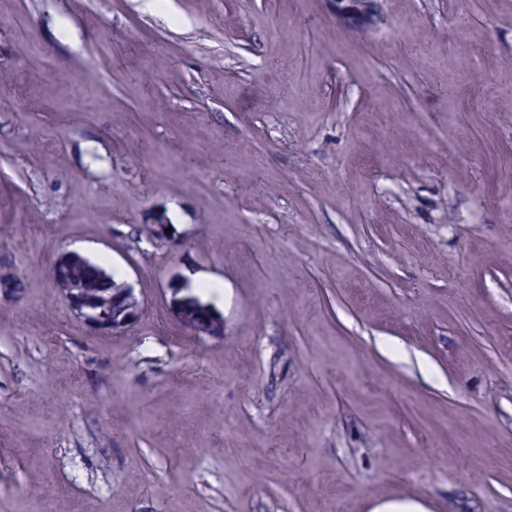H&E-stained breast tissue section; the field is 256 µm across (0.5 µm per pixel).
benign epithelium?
I'll return each instance as SVG.
<instances>
[{
	"mask_svg": "<svg viewBox=\"0 0 512 512\" xmlns=\"http://www.w3.org/2000/svg\"><path fill=\"white\" fill-rule=\"evenodd\" d=\"M341 21L359 29H370L380 21L377 0H327ZM143 227L151 240L170 244L181 238V234L167 231L170 224L160 211L147 214ZM82 259V255L63 251L57 256L52 281L58 293L67 301L71 310L90 328L107 333H118L133 327L142 315V304L135 288L127 282L112 287V294L104 299H93L86 289L73 278L71 268ZM178 317L199 336L218 337L224 335V318L211 306L196 298L179 302Z\"/></svg>",
	"mask_w": 512,
	"mask_h": 512,
	"instance_id": "1",
	"label": "benign epithelium"
}]
</instances>
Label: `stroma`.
<instances>
[{
	"label": "stroma",
	"instance_id": "35a3bbf8",
	"mask_svg": "<svg viewBox=\"0 0 512 512\" xmlns=\"http://www.w3.org/2000/svg\"><path fill=\"white\" fill-rule=\"evenodd\" d=\"M377 5L0 0V512H512V0ZM336 17L359 29H370L380 21L377 0H327ZM143 223L147 235L155 242L170 244L181 238V234L176 232L173 224L167 222L161 211L150 212ZM168 227L172 228V232L167 231ZM82 258L75 252L59 253L52 269V281L58 293L75 315L96 331L114 334L133 327L139 321L143 308L133 286L124 281L117 283L113 275L86 258L76 270L84 281L85 288H82L70 273L73 265ZM86 288L93 292L112 288V294L105 299H93ZM177 314L180 321L199 336L218 337L224 334V318L196 298L179 302Z\"/></svg>",
	"mask_w": 512,
	"mask_h": 512
}]
</instances>
